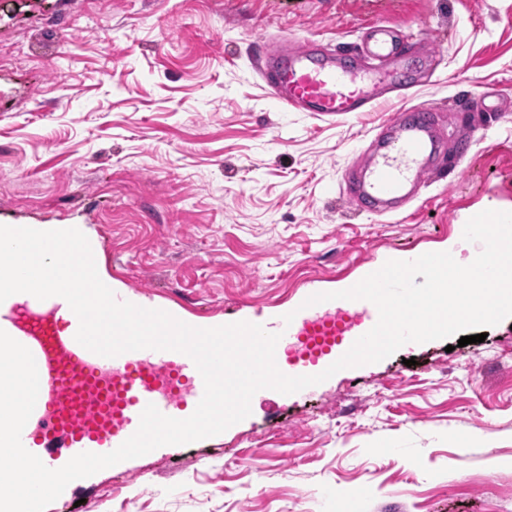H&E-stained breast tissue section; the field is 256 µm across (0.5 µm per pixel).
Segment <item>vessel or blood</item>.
<instances>
[{
    "label": "vessel or blood",
    "mask_w": 512,
    "mask_h": 512,
    "mask_svg": "<svg viewBox=\"0 0 512 512\" xmlns=\"http://www.w3.org/2000/svg\"><path fill=\"white\" fill-rule=\"evenodd\" d=\"M368 51L386 62L384 71L365 68L356 46L337 56L313 45L295 50L265 48L258 68L265 86L285 109L318 116L360 114L372 111L382 101L379 83H386L388 91L400 97L415 86L410 66L414 53L388 27L372 29ZM374 155L370 167L349 171L346 192L358 210L388 215L397 212L420 184L438 178L444 138L431 112L423 108L411 116L403 112L380 126ZM49 318L67 321L65 330L49 341L29 325L14 326L16 338L40 363L38 410L47 421L40 458L46 466H54L61 451L72 457L86 451L104 454L120 446L137 430L147 404L170 416L176 405L193 409L202 398L203 379L185 354L145 349L103 357L76 341L79 321L65 300H58ZM335 325V314L324 313L316 304L300 310L291 323L278 318L267 323L266 329L280 333L285 344L301 336L315 337L314 348L321 352L328 349L327 338L333 335ZM153 369L174 371L186 382V393L176 399L151 388L149 372ZM93 384L103 391L105 413L101 419L93 424L63 419L65 403ZM116 419L121 422L117 433L112 430Z\"/></svg>",
    "instance_id": "b4317fda"
}]
</instances>
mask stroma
<instances>
[{
  "label": "stroma",
  "instance_id": "obj_1",
  "mask_svg": "<svg viewBox=\"0 0 512 512\" xmlns=\"http://www.w3.org/2000/svg\"><path fill=\"white\" fill-rule=\"evenodd\" d=\"M374 24L416 43L401 105L432 107L463 156L388 217L358 211L343 177L394 109L282 111L252 61L282 42L358 44ZM479 95L498 111L482 130L458 109ZM488 209L512 212V0H0V225L81 226L146 307L200 328L259 324L386 261L463 246ZM251 409L73 481L60 502L512 512V317L484 342L409 343Z\"/></svg>",
  "mask_w": 512,
  "mask_h": 512
}]
</instances>
